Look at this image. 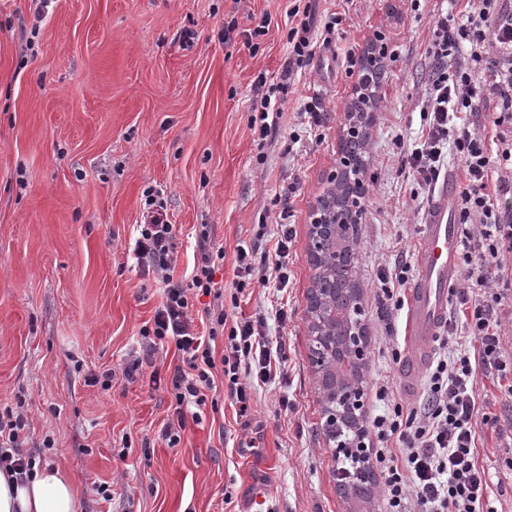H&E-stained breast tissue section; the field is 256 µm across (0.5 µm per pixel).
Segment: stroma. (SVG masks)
Wrapping results in <instances>:
<instances>
[{"label":"stroma","mask_w":512,"mask_h":512,"mask_svg":"<svg viewBox=\"0 0 512 512\" xmlns=\"http://www.w3.org/2000/svg\"><path fill=\"white\" fill-rule=\"evenodd\" d=\"M307 0H0V406L21 405L22 450L63 466L78 512H346L334 442L307 359L306 296L313 207L336 171L337 142L356 82L350 55L382 35L393 52L368 128L358 280L363 289L366 386L407 391L406 312L378 309L374 279L416 268L429 197L400 169L417 144L432 75L427 54L441 13L461 0H317L340 16L328 42L295 73L280 127L258 147L248 126L258 77L288 60L290 10ZM266 35L244 46L261 16ZM235 23L232 35L224 27ZM319 108L306 114L308 104ZM159 191L175 226L174 278L190 281L201 231L223 251L216 280L232 293L236 246L258 224L291 225L285 289L252 283L228 322L264 314L285 349V375L256 390L237 419L216 376L201 422L176 446L160 436L172 414L173 345L147 349L140 330L163 300L133 245L144 194ZM288 320L279 323V310ZM141 366L135 378L125 369ZM111 371L112 387L89 385ZM479 369L475 391L493 421L477 424L489 505L512 512V395ZM54 446L43 449L44 438ZM109 488V498L95 491Z\"/></svg>","instance_id":"obj_1"}]
</instances>
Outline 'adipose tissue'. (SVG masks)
Here are the masks:
<instances>
[{
	"instance_id": "adipose-tissue-1",
	"label": "adipose tissue",
	"mask_w": 512,
	"mask_h": 512,
	"mask_svg": "<svg viewBox=\"0 0 512 512\" xmlns=\"http://www.w3.org/2000/svg\"><path fill=\"white\" fill-rule=\"evenodd\" d=\"M76 508V487L61 467L35 466L22 485L0 471V512H76Z\"/></svg>"
}]
</instances>
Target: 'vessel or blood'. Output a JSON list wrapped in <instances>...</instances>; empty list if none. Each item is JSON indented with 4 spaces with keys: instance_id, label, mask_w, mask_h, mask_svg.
<instances>
[{
    "instance_id": "b4317fda",
    "label": "vessel or blood",
    "mask_w": 512,
    "mask_h": 512,
    "mask_svg": "<svg viewBox=\"0 0 512 512\" xmlns=\"http://www.w3.org/2000/svg\"><path fill=\"white\" fill-rule=\"evenodd\" d=\"M457 177L447 173L436 186L424 214L418 272L409 290L406 339L411 370L425 367L431 342L448 326V290L458 279L460 226L455 209Z\"/></svg>"
}]
</instances>
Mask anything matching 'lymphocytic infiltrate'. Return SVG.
Segmentation results:
<instances>
[{
  "mask_svg": "<svg viewBox=\"0 0 512 512\" xmlns=\"http://www.w3.org/2000/svg\"><path fill=\"white\" fill-rule=\"evenodd\" d=\"M315 28V11L305 7L300 23L288 31L292 56L287 68L253 104L250 127L259 141H267L279 127L293 70L314 53ZM428 52L435 65L428 129L420 147L402 153L400 167L419 185L432 189L441 175L447 144H454L465 159L467 183L461 192L460 220L465 223L479 216L482 231L476 238L464 233L459 256L468 286L483 289L484 294L470 303L463 324L452 322L448 328H463L479 347L472 351L455 347L450 337L441 339L443 354L427 373L422 408L403 407L388 385L376 384L374 399L383 410L369 422L370 439L362 458L381 483L379 512H485L488 476L475 455L480 414L475 379L478 369L489 366L502 373L507 368L501 357L496 309L505 297L498 287L502 256L512 251V211L501 205L503 197L512 195V181L498 172L512 162V143L491 156L464 115L490 101L493 125L512 124V0H481L480 8L468 11L461 24L451 15L438 18ZM137 232L133 253L138 265L160 275L164 285V299L140 333L152 346L173 343L182 360L171 379L173 415L161 429L173 447L181 439L188 411L205 405L215 386V372H222L238 415L246 416L256 383H268L280 372L283 347L269 341L266 319L259 314L236 322L222 357H214L209 342L196 332L189 310L190 289L217 300L224 296L223 287L214 280L212 254L201 249L190 283L174 279V226L165 201L157 195L146 197ZM291 242L292 230L282 224L271 251L264 255L238 246L233 271L236 292H243L251 281L264 283L271 277L278 287H286ZM25 426L20 411L9 406L0 410V467L20 482L35 463L34 454L19 447Z\"/></svg>",
  "mask_w": 512,
  "mask_h": 512,
  "instance_id": "obj_1",
  "label": "lymphocytic infiltrate"
}]
</instances>
